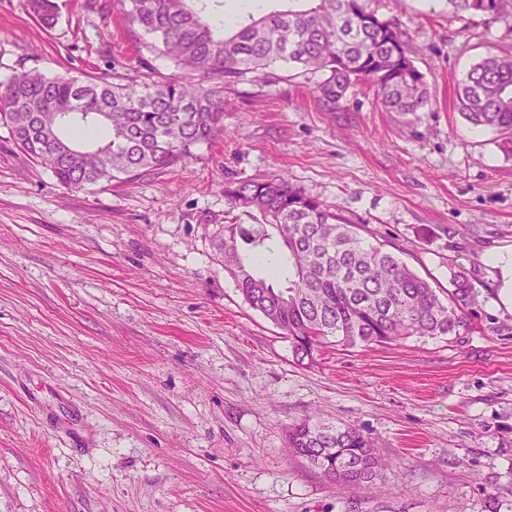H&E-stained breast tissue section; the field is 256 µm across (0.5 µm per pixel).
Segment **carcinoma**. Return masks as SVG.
<instances>
[{"instance_id": "1", "label": "carcinoma", "mask_w": 512, "mask_h": 512, "mask_svg": "<svg viewBox=\"0 0 512 512\" xmlns=\"http://www.w3.org/2000/svg\"><path fill=\"white\" fill-rule=\"evenodd\" d=\"M121 2L129 26L150 37L144 47L168 58L174 74L157 80L143 60L110 80L31 69L0 86V121L16 145L70 189L182 163L224 130V89L268 85L280 63L316 76L313 93L327 110L362 83L388 112H420L430 99L405 31L363 0H279L278 9L222 28L211 14L225 0ZM447 2L455 13L512 22V0ZM26 8L46 26L57 19L54 0H26ZM456 97L463 118L496 130L500 150L512 156V54L490 53L472 65ZM90 128L107 130L108 139L77 137ZM224 196L253 219L224 218L215 240L224 271L299 361L314 360L330 341L369 347L471 328L465 309L478 303L481 261L451 271L444 301L400 257L367 242L360 225L284 174L227 182ZM288 447L346 488H373L382 467L369 437L349 426L303 419L289 428Z\"/></svg>"}]
</instances>
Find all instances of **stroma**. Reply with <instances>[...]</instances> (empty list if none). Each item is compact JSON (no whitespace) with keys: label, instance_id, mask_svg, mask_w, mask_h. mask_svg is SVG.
I'll return each instance as SVG.
<instances>
[{"label":"stroma","instance_id":"obj_1","mask_svg":"<svg viewBox=\"0 0 512 512\" xmlns=\"http://www.w3.org/2000/svg\"><path fill=\"white\" fill-rule=\"evenodd\" d=\"M44 27L0 0V84L32 68L111 78L149 60L116 0H55ZM397 19L430 103L383 111L368 86L336 111L312 75L224 92V136L177 167L75 191L0 124V512H512V157L455 92L512 26L446 0H364ZM287 174L433 286L480 259L458 336L320 347L298 362L244 302L213 236L224 184ZM359 429L388 466L337 490L292 456L306 417Z\"/></svg>","mask_w":512,"mask_h":512}]
</instances>
